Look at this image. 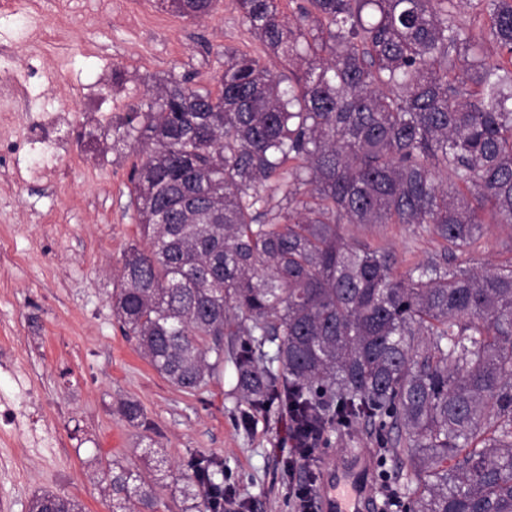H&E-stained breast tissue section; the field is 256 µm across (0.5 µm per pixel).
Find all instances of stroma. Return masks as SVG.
Segmentation results:
<instances>
[{"mask_svg": "<svg viewBox=\"0 0 512 512\" xmlns=\"http://www.w3.org/2000/svg\"><path fill=\"white\" fill-rule=\"evenodd\" d=\"M39 30L52 82L27 77ZM1 45L12 52L1 66L30 102L52 103L70 122L59 131L56 176L43 175L35 151L0 163V512H28L46 491L112 512L100 480L114 463L155 483L159 512H182L177 476L201 460L223 466L222 512H303L296 493L320 478L324 457L379 453L374 428L336 426L307 460L294 459L287 411L255 409L238 387L241 337H224L223 364L188 392L152 368L112 311L123 257L143 242L130 204L138 157L118 128L169 75L212 90L225 49L265 57L233 0L199 17L159 0H29L24 13L0 11ZM346 233L393 251L402 272L435 251L401 224ZM509 258L512 228L496 224L463 256L471 266ZM128 401L141 406V422L123 415Z\"/></svg>", "mask_w": 512, "mask_h": 512, "instance_id": "1", "label": "stroma"}]
</instances>
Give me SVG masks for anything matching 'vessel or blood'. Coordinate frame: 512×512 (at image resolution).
Segmentation results:
<instances>
[{
  "mask_svg": "<svg viewBox=\"0 0 512 512\" xmlns=\"http://www.w3.org/2000/svg\"><path fill=\"white\" fill-rule=\"evenodd\" d=\"M371 456L357 451L351 461L327 457L320 482L321 512H368L372 505Z\"/></svg>",
  "mask_w": 512,
  "mask_h": 512,
  "instance_id": "b4317fda",
  "label": "vessel or blood"
}]
</instances>
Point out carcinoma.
Returning a JSON list of instances; mask_svg holds the SVG:
<instances>
[{
    "label": "carcinoma",
    "mask_w": 512,
    "mask_h": 512,
    "mask_svg": "<svg viewBox=\"0 0 512 512\" xmlns=\"http://www.w3.org/2000/svg\"><path fill=\"white\" fill-rule=\"evenodd\" d=\"M182 16L221 0H163ZM234 0L277 59L224 49L217 94L174 75L127 116L131 203L146 247L112 293L125 335L195 391L236 357L252 406L278 402L302 437L360 423L397 430L380 455L415 485L399 512H512V258L468 269L485 214L512 227V0ZM284 186L278 201L263 194ZM344 224H407L439 243L394 273ZM276 344L270 363L265 343ZM224 473L183 474L195 512H217ZM112 512H158L140 472L107 469ZM29 512H82L60 493Z\"/></svg>",
    "instance_id": "cac0c4a2"
}]
</instances>
